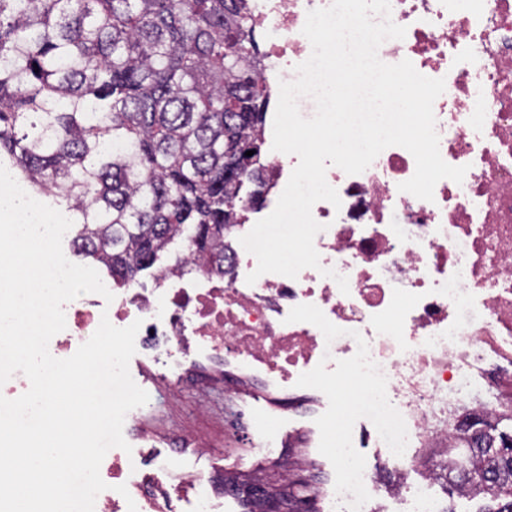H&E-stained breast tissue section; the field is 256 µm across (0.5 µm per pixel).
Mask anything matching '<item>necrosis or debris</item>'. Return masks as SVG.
<instances>
[{
	"label": "necrosis or debris",
	"mask_w": 512,
	"mask_h": 512,
	"mask_svg": "<svg viewBox=\"0 0 512 512\" xmlns=\"http://www.w3.org/2000/svg\"><path fill=\"white\" fill-rule=\"evenodd\" d=\"M248 3L269 35L258 70L275 98L312 53L302 33L308 12L331 0ZM391 18L406 35L378 54L444 79L435 129L443 160L466 167L462 183L440 180L430 201L399 191L416 169L400 146L358 175L329 166L341 205L312 208L324 226L314 240L320 269L294 279L266 273L250 284L257 261L239 239L275 209L298 163L272 150L268 123V200L245 206L225 236L223 275L161 272L153 287L114 289L110 302L89 293L64 306V348L88 340L102 318L119 328L137 321V341L162 339L171 362L205 367L229 398L264 388L272 410L260 425L270 445L283 409L313 414L306 393L348 382L372 418L348 414L319 429L345 484L341 500L335 487H318L329 512H365L382 495L403 505L410 449L447 459L456 435L449 421L490 420L494 397L512 385V0H391ZM325 268L347 278L348 292L322 276ZM370 447L392 461L395 481L363 473L353 451ZM182 454L174 448L146 461L140 451L113 449L101 512H128L132 503L137 512H179L202 500L207 512H224L227 494L212 491L209 477L181 471Z\"/></svg>",
	"instance_id": "4bbe7bcc"
}]
</instances>
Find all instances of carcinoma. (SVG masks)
<instances>
[{
  "label": "carcinoma",
  "mask_w": 512,
  "mask_h": 512,
  "mask_svg": "<svg viewBox=\"0 0 512 512\" xmlns=\"http://www.w3.org/2000/svg\"><path fill=\"white\" fill-rule=\"evenodd\" d=\"M260 55L247 0H0V164L65 206L74 254L114 281L178 238L222 275L236 200L265 185ZM504 422L459 437L449 497L512 512ZM231 488L253 512L251 480Z\"/></svg>",
  "instance_id": "obj_1"
}]
</instances>
